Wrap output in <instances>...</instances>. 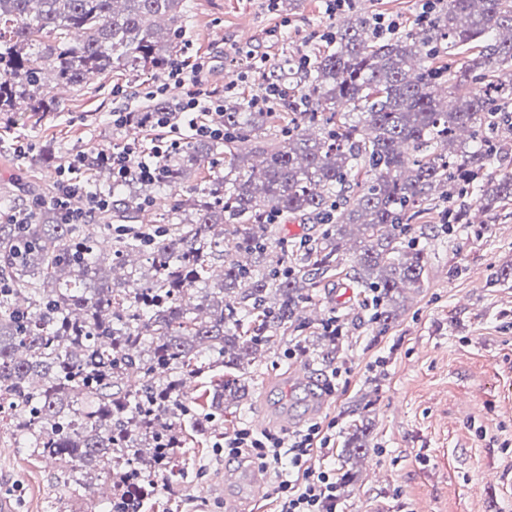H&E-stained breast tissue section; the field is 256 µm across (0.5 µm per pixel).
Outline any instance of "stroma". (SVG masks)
<instances>
[{
    "label": "stroma",
    "mask_w": 512,
    "mask_h": 512,
    "mask_svg": "<svg viewBox=\"0 0 512 512\" xmlns=\"http://www.w3.org/2000/svg\"><path fill=\"white\" fill-rule=\"evenodd\" d=\"M180 57L209 62L207 86L223 89L236 80L241 45L274 67L288 57L324 47L323 33L335 25L325 0H186ZM152 72L120 69L82 89L58 96L56 111L38 119L26 112H0V215L18 204L52 196L56 172L71 155L136 140L143 149L168 141V130L116 128L112 113L140 110L143 99L126 102L116 88L155 82ZM29 143L27 156L14 150ZM442 207L423 222L427 266L422 288L408 290L398 317L385 330L370 322L362 290L339 278L318 290L311 334H322L329 318L341 330L338 358L345 372L324 403L298 413L297 423L335 422L329 456L342 463L351 430L349 408H365L373 423L368 454L340 492V512H504L512 493V281L496 283L512 264V211L483 216L478 224L447 227ZM295 357H287L288 349ZM318 346L276 344L252 362L256 386L251 402L229 407L224 422L207 438L177 449L168 470L155 477L143 512H270L266 496L247 484L228 483L230 461L215 445L255 416L280 429L283 406L299 397L300 384L324 385L329 363ZM503 481L487 484L485 472ZM103 477L89 472L77 481L57 463L31 454L8 427L0 428V499L14 512H86L100 501Z\"/></svg>",
    "instance_id": "stroma-1"
}]
</instances>
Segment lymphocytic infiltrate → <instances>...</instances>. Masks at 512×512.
<instances>
[{"label": "lymphocytic infiltrate", "mask_w": 512, "mask_h": 512, "mask_svg": "<svg viewBox=\"0 0 512 512\" xmlns=\"http://www.w3.org/2000/svg\"><path fill=\"white\" fill-rule=\"evenodd\" d=\"M208 63L204 59L173 60L162 80L148 90L154 98L167 92L170 86L183 89L181 115L188 128L198 138H220L224 129L208 122L207 116L222 102L220 95L204 87ZM182 139L166 145L141 150L137 145H125L110 152L84 153L67 160L58 171L56 192L50 203L65 224H93L110 205L101 194L85 192L82 175L87 170L106 166L112 171L114 183L156 179L163 159L181 148ZM84 194V208L75 210L71 199ZM335 423H313L288 433L254 432L250 427L238 429L224 440V457L237 460L245 457L269 479V496L276 512H336L338 492L342 485L335 469L323 459L329 452Z\"/></svg>", "instance_id": "1"}]
</instances>
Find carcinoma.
<instances>
[{
  "label": "carcinoma",
  "mask_w": 512,
  "mask_h": 512,
  "mask_svg": "<svg viewBox=\"0 0 512 512\" xmlns=\"http://www.w3.org/2000/svg\"><path fill=\"white\" fill-rule=\"evenodd\" d=\"M185 17V0H0V112L54 111L47 74L80 89L114 67L165 72ZM374 25L346 9L308 68L290 57L273 70L308 111L237 99L220 110L227 136L188 141L159 180L115 186L103 169L111 263L48 205L30 224H0V420L36 456L103 475L111 512H133V488L170 466L186 429L211 432L187 380L220 368L210 407L247 403L249 361L307 332L302 304L347 251L384 328L421 287L411 231L429 205L468 224L472 206L494 214L512 200V174L498 173L512 152V0H440L422 37ZM215 153L224 174L193 186L167 223L126 227L153 189ZM274 214L311 230L285 240ZM134 255L144 267H129ZM353 427L347 464L369 444L365 419Z\"/></svg>",
  "instance_id": "1"
}]
</instances>
